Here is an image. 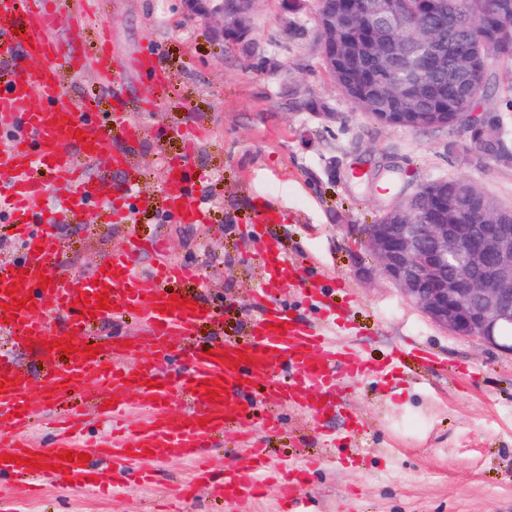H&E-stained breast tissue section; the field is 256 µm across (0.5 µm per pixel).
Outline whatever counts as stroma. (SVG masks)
Returning a JSON list of instances; mask_svg holds the SVG:
<instances>
[{"instance_id": "35a3bbf8", "label": "stroma", "mask_w": 512, "mask_h": 512, "mask_svg": "<svg viewBox=\"0 0 512 512\" xmlns=\"http://www.w3.org/2000/svg\"><path fill=\"white\" fill-rule=\"evenodd\" d=\"M94 7L103 27L77 25L70 0H59L60 34L88 53L109 36L126 65L148 54L169 80L154 112L146 109L150 75H131L124 91L126 113L150 129L132 161L135 191L155 204L132 222L101 224L89 203L83 223L59 227L60 267L84 273L106 250L164 236L170 255L203 275V284L181 290L217 317L197 329L205 346L245 339L254 293L265 284L260 248L271 242L302 272L277 289L280 304L379 368L372 378L338 377L335 409L316 425L252 382L258 408L225 426L211 450L215 469L233 466L250 446L273 460L316 459L300 491L308 512H512V356L430 322L353 236L440 176L468 178L512 206V167L462 164L448 150V134L384 127L353 108L326 72L312 16L302 19L303 37L286 36L281 0H259L253 52L217 41L203 19L186 18L183 0H96ZM275 38L284 78L258 63V49ZM310 97L333 108L337 120L298 110ZM169 162L199 176L197 196L210 223L180 224L168 213L162 167ZM260 200L280 220L256 230ZM400 345L423 350L442 370L414 357L398 369ZM268 413L275 427L264 425ZM320 428L336 433L334 445L322 444ZM159 470L157 483L143 485L129 468L108 498L52 487L35 500L1 477L0 492L14 512H162L191 465L172 459Z\"/></svg>"}]
</instances>
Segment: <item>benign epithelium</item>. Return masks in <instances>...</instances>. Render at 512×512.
Returning <instances> with one entry per match:
<instances>
[{"label": "benign epithelium", "mask_w": 512, "mask_h": 512, "mask_svg": "<svg viewBox=\"0 0 512 512\" xmlns=\"http://www.w3.org/2000/svg\"><path fill=\"white\" fill-rule=\"evenodd\" d=\"M257 0H184L189 19L215 23L214 37L236 36L252 41L251 19ZM459 0H436L435 14L453 26L423 27L429 15H410L401 0H355L340 8L322 9V0H283L288 14L311 11L323 58L337 67L364 64L379 47L383 28L427 31L428 56L413 58L406 41L395 39L392 56L416 74L404 94L426 97L430 71L452 56L448 87L456 95L439 109L405 112L389 107L381 124L432 132H457L452 144L460 160L485 167L512 163V150L500 145V131L480 105L479 78L496 64L497 50L512 42V0H486L477 13L459 9ZM465 96L478 102L460 111ZM364 248L377 261L381 274L436 326L449 333L478 339L512 356V339L503 328L512 325V207L489 211L468 191L448 198V179L420 184L361 234Z\"/></svg>", "instance_id": "benign-epithelium-1"}]
</instances>
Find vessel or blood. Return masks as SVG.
Here are the masks:
<instances>
[{
  "label": "vessel or blood",
  "mask_w": 512,
  "mask_h": 512,
  "mask_svg": "<svg viewBox=\"0 0 512 512\" xmlns=\"http://www.w3.org/2000/svg\"><path fill=\"white\" fill-rule=\"evenodd\" d=\"M54 0H0V209L8 211L20 253L0 260V335L11 350H0V473L39 490L50 481L73 491L109 493L110 479L97 475L91 462L112 461L114 471L136 467L140 477L170 458L195 463L193 480L181 488L190 497L198 482L212 483L226 505L257 497L270 474L285 476L286 512H296L298 478L306 462L270 463L260 449L249 448L236 467L215 473L204 463L208 448L224 436V425L237 410L246 380L268 383L284 402L321 419L332 403L338 376L370 374L367 361L331 340L326 329L291 314L272 299L273 288L294 276L287 257L270 244L262 253L267 284L256 296L257 315L249 342L214 345L211 353L187 354L189 363L172 387L154 382L143 352L161 350L189 335L210 317L203 305L171 302L170 285L199 279L197 268L167 258L161 243L151 245L154 261L141 268L136 260L140 244L130 250L105 254L90 276L75 278L55 272L61 252L58 227L81 223L88 202H96L103 222L118 224L134 209L147 207L135 195L133 180L123 185L90 174V164L110 155L112 166L129 171L130 160L142 141L138 122L127 120L122 106H114L111 121L93 112L89 103H75L66 83L85 68H93L104 87L120 95L125 84L118 50L110 44L96 48L91 57L66 55L65 40L54 35ZM41 59L37 69L27 58ZM124 130L125 146L110 150V127ZM166 205L183 224L203 223L207 212L192 193V176L164 169ZM51 284H43V277ZM152 288H144L143 280ZM108 296V306L84 303V294ZM133 313L144 324L131 343L118 342L91 355L70 353L66 362L56 354L63 342L83 335L93 317ZM32 347L45 380V394L29 396V379L13 362L12 349ZM189 399L178 419L168 412L170 389ZM102 397L101 415L117 419L132 407L147 411L146 421L114 436L107 445L75 443L58 433L50 447L37 448L24 431L45 410L58 408L72 393ZM71 452L73 460L62 457Z\"/></svg>",
  "instance_id": "b4317fda"
}]
</instances>
